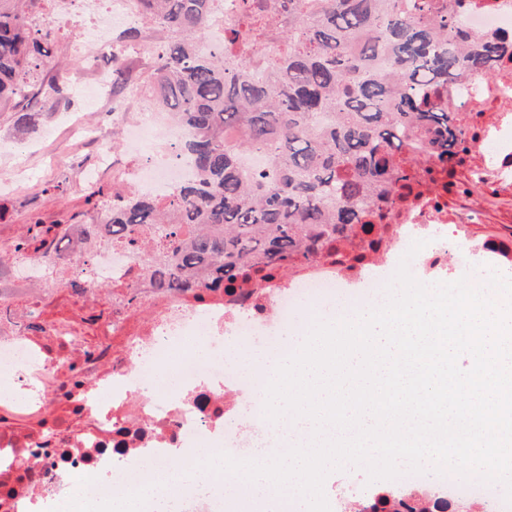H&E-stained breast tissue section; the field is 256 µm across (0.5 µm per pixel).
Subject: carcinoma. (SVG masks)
<instances>
[{"mask_svg": "<svg viewBox=\"0 0 512 512\" xmlns=\"http://www.w3.org/2000/svg\"><path fill=\"white\" fill-rule=\"evenodd\" d=\"M144 21L165 32L153 78L155 105L188 129L180 152L196 171L179 186L172 212L134 192L112 200L114 244L144 252L156 288L224 290L280 281L300 263L339 255L360 263L400 204L446 167L463 162L462 132L448 84L490 76L505 47L465 30L450 0H246L245 27L224 54L202 45L215 0H139ZM288 16L270 60L271 79L253 74L266 49V14ZM25 0H0V109L29 124L32 101L64 97L31 64L48 54L51 30L26 27ZM431 146L426 156L413 147ZM265 152L249 174L241 158ZM68 224H36L13 256L43 254ZM78 233L103 242L101 225ZM359 512H433L413 489L381 490Z\"/></svg>", "mask_w": 512, "mask_h": 512, "instance_id": "obj_1", "label": "carcinoma"}]
</instances>
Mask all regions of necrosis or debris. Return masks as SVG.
<instances>
[{"label": "necrosis or debris", "instance_id": "necrosis-or-debris-1", "mask_svg": "<svg viewBox=\"0 0 512 512\" xmlns=\"http://www.w3.org/2000/svg\"><path fill=\"white\" fill-rule=\"evenodd\" d=\"M43 5L30 0V21L76 30L69 49L89 63L105 55L125 57L127 48L111 35L137 27L141 18L135 0H56L50 13ZM458 12L468 31L512 38V0H459ZM243 17L244 0H221L206 46L223 47ZM448 95L472 161L463 191L480 197L512 185V59L497 63L495 78L467 79ZM124 129L128 149L118 157L98 124L78 122L70 131L74 151L45 153L48 173L74 175L89 189L108 179L166 200L194 178L190 160L174 151L186 132L168 113H140ZM478 220L473 207L449 214L447 190L428 184L397 214L371 275L321 260L261 294L249 288L231 294L220 288L198 294L139 288L136 252L106 242L77 269L71 260L80 245L71 236L65 248L14 259L17 286L0 291V374L13 383L0 389V512H50L71 479L85 474L95 477L84 489L93 500L138 490L171 457H183L193 468L192 450L200 444L250 458L257 440L232 427L231 418L238 402L259 407L270 375L257 369L244 376L225 364V341H276L305 298L341 292L358 301L378 293L405 256L419 281L455 277L449 246H456L463 262L499 247L495 240L473 244L468 227ZM417 240L424 248L409 255ZM75 269L87 282L78 299L84 321L60 316L28 329L29 311Z\"/></svg>", "mask_w": 512, "mask_h": 512}]
</instances>
